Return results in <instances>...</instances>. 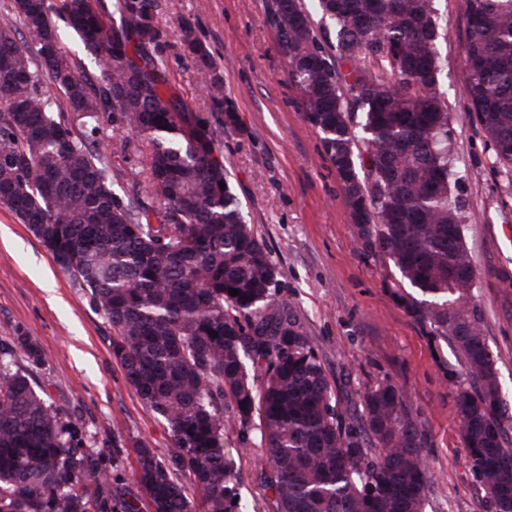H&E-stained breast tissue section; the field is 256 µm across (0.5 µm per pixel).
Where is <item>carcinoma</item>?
<instances>
[{"label": "carcinoma", "mask_w": 512, "mask_h": 512, "mask_svg": "<svg viewBox=\"0 0 512 512\" xmlns=\"http://www.w3.org/2000/svg\"><path fill=\"white\" fill-rule=\"evenodd\" d=\"M25 45L0 28V208L26 225L112 327L127 383L169 428L168 459L137 449L147 503L109 474L78 420L48 399L44 354L0 339V512H249L224 429L259 435L276 512H424L433 471L403 392L381 383L345 411L278 270L232 192L210 132L168 91L158 0H9ZM266 0L308 123L342 182L357 241L420 298L413 316L461 352L457 416L489 512H512V404L475 301L464 205L451 191L454 135L437 88L443 27L434 0ZM62 18L59 26L56 18ZM462 74L471 111L512 177V0H468ZM74 35L99 74L64 46ZM184 49L216 102L212 59ZM148 146L150 199L112 190L102 119ZM225 187H220V184ZM239 295L232 296L229 290ZM187 475L192 488L180 476Z\"/></svg>", "instance_id": "obj_1"}]
</instances>
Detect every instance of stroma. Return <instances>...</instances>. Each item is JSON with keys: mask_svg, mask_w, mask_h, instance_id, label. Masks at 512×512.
Wrapping results in <instances>:
<instances>
[{"mask_svg": "<svg viewBox=\"0 0 512 512\" xmlns=\"http://www.w3.org/2000/svg\"><path fill=\"white\" fill-rule=\"evenodd\" d=\"M445 27L447 63L438 87L448 102L456 151L453 169L467 216L466 246L477 266L475 294L484 334L512 401V184L495 168L493 147L460 84L468 36L467 0H435ZM209 50L213 78L238 117L202 89L181 44L180 23ZM158 21L173 88L202 118L231 173V185L279 272L280 295L298 311L325 372L352 413L381 383L403 391L435 473L425 512H487L463 447L456 393L462 382L454 346L413 318V290L392 265L363 251L342 184L288 78L264 0H159ZM27 336L45 354L35 371L51 400L78 419L90 444L112 454L110 473L141 495L136 450H173L166 424L141 401L112 356V328L84 291L55 263L27 226L0 208V338ZM250 512H276L260 486L261 449L238 429L224 431Z\"/></svg>", "mask_w": 512, "mask_h": 512, "instance_id": "stroma-1", "label": "stroma"}]
</instances>
